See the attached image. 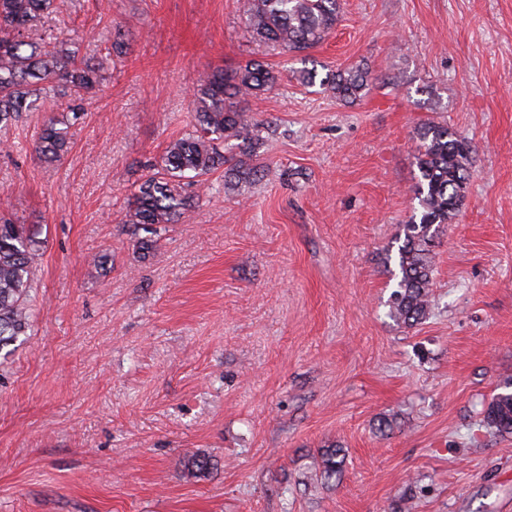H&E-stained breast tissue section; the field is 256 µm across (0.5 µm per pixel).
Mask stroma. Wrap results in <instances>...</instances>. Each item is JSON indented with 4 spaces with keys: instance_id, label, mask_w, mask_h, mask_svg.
<instances>
[{
    "instance_id": "stroma-1",
    "label": "stroma",
    "mask_w": 512,
    "mask_h": 512,
    "mask_svg": "<svg viewBox=\"0 0 512 512\" xmlns=\"http://www.w3.org/2000/svg\"><path fill=\"white\" fill-rule=\"evenodd\" d=\"M243 27L239 0H55L31 29L104 80L59 162L34 152L55 98L0 128V210L43 247L32 330L0 359V512H512V436L483 423L512 378V0H343L304 61ZM250 60L281 73L246 103L276 122L263 178L191 187L142 253L131 189L192 130L198 72ZM358 64L351 104L298 79ZM428 121L471 141L470 178L404 328L387 254ZM316 464L321 469L324 478L327 480L336 479L342 471L344 456L340 448H325L320 452Z\"/></svg>"
}]
</instances>
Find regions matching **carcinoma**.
I'll list each match as a JSON object with an SVG mask.
<instances>
[{
	"instance_id": "carcinoma-1",
	"label": "carcinoma",
	"mask_w": 512,
	"mask_h": 512,
	"mask_svg": "<svg viewBox=\"0 0 512 512\" xmlns=\"http://www.w3.org/2000/svg\"><path fill=\"white\" fill-rule=\"evenodd\" d=\"M54 0H0V127L17 122L24 112L41 108V84L54 83L68 98L67 111L78 119V102L101 80L100 66L79 57L60 42L29 40L28 31L50 14ZM341 0H243L244 34L258 42L301 55L319 46L334 30ZM279 81L269 65L251 60L235 69L209 68L198 81L193 98V130L172 140L161 165L134 186L122 219L156 233L158 224H176L192 206L184 187L203 184L224 170V185L232 189L253 181L260 166L244 162L257 156L262 133L272 122L253 117L243 103ZM321 85L342 100H355L368 86V72L350 67L328 74ZM67 118L43 122L35 152L52 163L70 149ZM415 156L420 179L416 195L420 211L402 226L397 247L396 288L389 316L411 328L428 315L432 304V247L461 205L469 180L471 142L448 127L426 123L418 129ZM228 140L236 141L239 158L225 155ZM41 257L38 233L0 214V351L31 330L34 310L31 288ZM487 403L483 423L500 435H512V380ZM316 464L324 478L339 475L344 456L339 448H325Z\"/></svg>"
}]
</instances>
